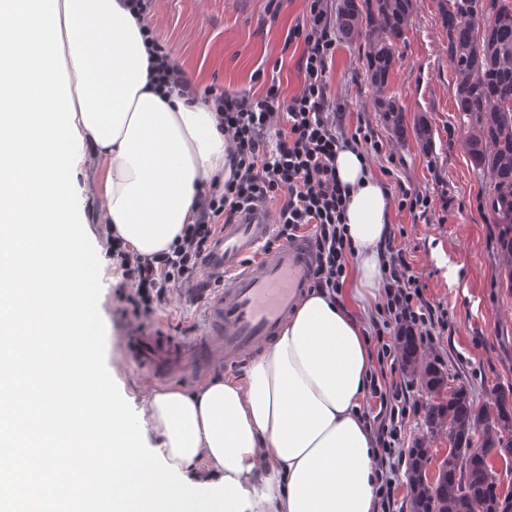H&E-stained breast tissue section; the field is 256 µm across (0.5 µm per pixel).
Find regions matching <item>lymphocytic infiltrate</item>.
<instances>
[{
	"mask_svg": "<svg viewBox=\"0 0 512 512\" xmlns=\"http://www.w3.org/2000/svg\"><path fill=\"white\" fill-rule=\"evenodd\" d=\"M288 39L303 47L300 85L290 96L284 95L276 78L259 96L212 86L197 90L175 71L164 46H157L152 67L159 85L200 96L217 113L230 142L231 173L201 192L197 218L171 252L141 260L132 257L120 240H113L112 257L122 271L127 314L138 328H145L171 290L184 287L202 269L219 225L257 203L277 202L276 241L308 235L313 252L306 271L310 289L341 295L352 246L345 233L348 196L336 178V153L352 144L363 153L378 154L383 144L368 126L347 130L336 122L340 106L327 87L336 51V21L328 0H308L305 16L289 29ZM384 249L387 263L379 284L380 302L367 333L376 353L368 394L377 403L364 405L363 416L381 474L377 512H395V492L406 463V426L414 410L408 384L398 374V340L409 334L418 336L420 343H432L437 329L446 326V311L423 295L407 250L396 235H389Z\"/></svg>",
	"mask_w": 512,
	"mask_h": 512,
	"instance_id": "lymphocytic-infiltrate-1",
	"label": "lymphocytic infiltrate"
}]
</instances>
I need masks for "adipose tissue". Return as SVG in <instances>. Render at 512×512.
<instances>
[{"mask_svg": "<svg viewBox=\"0 0 512 512\" xmlns=\"http://www.w3.org/2000/svg\"><path fill=\"white\" fill-rule=\"evenodd\" d=\"M75 124L84 156L105 169L107 234L129 252L169 251L196 218L203 184L228 177L229 141L214 110L158 87L147 21L124 0H58ZM348 185L350 288L312 291L242 379L142 396L148 439L194 483L233 478L246 512H373L380 475L360 407L372 348L356 315L378 297L392 199L360 150L336 155Z\"/></svg>", "mask_w": 512, "mask_h": 512, "instance_id": "adipose-tissue-1", "label": "adipose tissue"}]
</instances>
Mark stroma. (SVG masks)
I'll use <instances>...</instances> for the list:
<instances>
[{"instance_id":"obj_1","label":"stroma","mask_w":512,"mask_h":512,"mask_svg":"<svg viewBox=\"0 0 512 512\" xmlns=\"http://www.w3.org/2000/svg\"><path fill=\"white\" fill-rule=\"evenodd\" d=\"M306 4L284 0L277 10L270 0H152L147 20L198 87L258 95L266 88V75L274 73L290 95L299 86L302 47L288 41V30L301 21ZM398 51L389 92L404 108L407 123L422 117L432 126V151L412 137L396 141L385 129L366 77L363 37H337L327 84L341 105V126L369 123L382 142V152L369 159L381 184L401 181L432 200L427 211L405 209L393 216L425 296L448 311L447 329L425 354L482 403L497 386L512 385V293L500 286L493 218L479 200L482 180L462 146L448 38L435 0H417ZM121 280L119 267L108 262L98 309L106 328L107 368L137 410L144 389L164 385L189 391L195 382L156 379L131 358L129 338L137 329L124 312ZM202 312V297L184 288L155 311L149 327L188 336L200 329Z\"/></svg>"}]
</instances>
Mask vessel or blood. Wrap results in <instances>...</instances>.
I'll return each mask as SVG.
<instances>
[{
    "instance_id": "obj_1",
    "label": "vessel or blood",
    "mask_w": 512,
    "mask_h": 512,
    "mask_svg": "<svg viewBox=\"0 0 512 512\" xmlns=\"http://www.w3.org/2000/svg\"><path fill=\"white\" fill-rule=\"evenodd\" d=\"M272 214L261 204L225 225L203 273L205 307L200 331L132 339L134 355L157 377H195L239 366L279 335L304 293L312 262L308 240L272 244Z\"/></svg>"
}]
</instances>
